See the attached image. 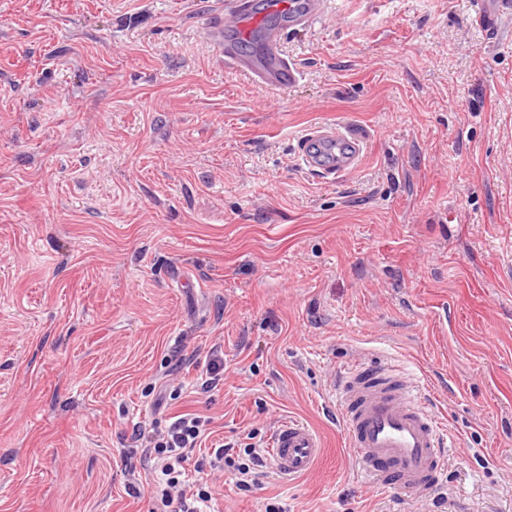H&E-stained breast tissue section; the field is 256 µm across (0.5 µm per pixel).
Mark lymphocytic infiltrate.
Wrapping results in <instances>:
<instances>
[{"mask_svg": "<svg viewBox=\"0 0 512 512\" xmlns=\"http://www.w3.org/2000/svg\"><path fill=\"white\" fill-rule=\"evenodd\" d=\"M208 419L185 413L164 427L151 429L134 424L132 437L145 441L140 457L123 453L126 469L140 464L153 476V512H211L212 486L224 475L242 488L259 485L265 461L255 444L225 443L209 450L207 457L195 456L208 437Z\"/></svg>", "mask_w": 512, "mask_h": 512, "instance_id": "f902f5d3", "label": "lymphocytic infiltrate"}]
</instances>
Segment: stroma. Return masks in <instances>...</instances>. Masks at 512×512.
<instances>
[{
	"label": "stroma",
	"instance_id": "1",
	"mask_svg": "<svg viewBox=\"0 0 512 512\" xmlns=\"http://www.w3.org/2000/svg\"><path fill=\"white\" fill-rule=\"evenodd\" d=\"M221 3L0 0V512H152L120 452L187 412L213 444L290 416L325 444L220 512H512V17L328 0L271 90L209 44ZM336 122L368 141L327 181L296 138ZM379 363L452 443L431 493L348 457L332 393ZM201 364V379L205 376V380L201 384L204 390H212L216 388L224 376V356L218 349H211L205 356Z\"/></svg>",
	"mask_w": 512,
	"mask_h": 512
}]
</instances>
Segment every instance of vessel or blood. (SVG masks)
Masks as SVG:
<instances>
[{"label":"vessel or blood","mask_w":512,"mask_h":512,"mask_svg":"<svg viewBox=\"0 0 512 512\" xmlns=\"http://www.w3.org/2000/svg\"><path fill=\"white\" fill-rule=\"evenodd\" d=\"M324 0H224L209 40L225 66L267 88L282 90L301 77L283 50L287 34L304 32L320 18ZM498 14H512V0H476L475 18L493 28ZM365 137L346 123L313 126L297 141L302 167L333 181L355 169ZM339 419L353 459L385 489L432 491L447 456L443 428L406 369L396 365L351 366L340 376ZM317 432L295 418L280 421L270 456L275 472L292 480L320 460Z\"/></svg>","instance_id":"obj_1"}]
</instances>
